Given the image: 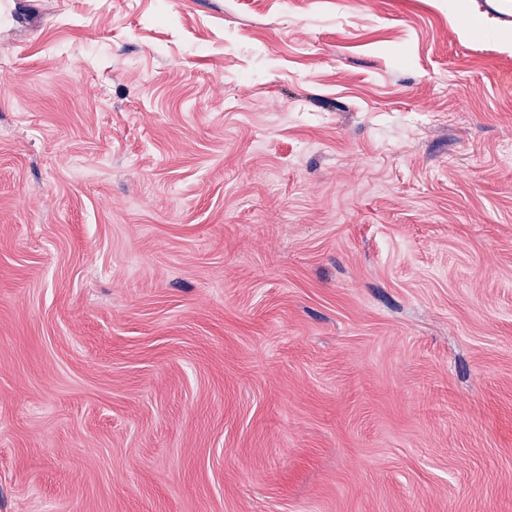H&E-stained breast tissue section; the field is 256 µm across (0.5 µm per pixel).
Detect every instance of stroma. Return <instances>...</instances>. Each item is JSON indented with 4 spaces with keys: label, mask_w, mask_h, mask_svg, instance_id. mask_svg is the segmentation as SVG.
I'll return each instance as SVG.
<instances>
[{
    "label": "stroma",
    "mask_w": 512,
    "mask_h": 512,
    "mask_svg": "<svg viewBox=\"0 0 512 512\" xmlns=\"http://www.w3.org/2000/svg\"><path fill=\"white\" fill-rule=\"evenodd\" d=\"M0 512H512V0H18Z\"/></svg>",
    "instance_id": "obj_1"
}]
</instances>
